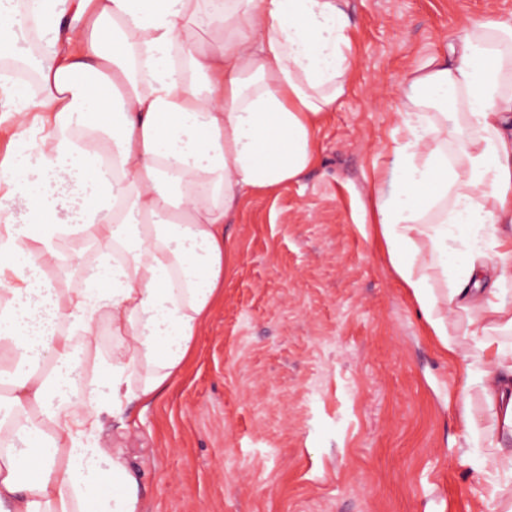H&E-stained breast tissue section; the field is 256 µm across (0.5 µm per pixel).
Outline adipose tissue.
<instances>
[{
  "label": "adipose tissue",
  "instance_id": "1",
  "mask_svg": "<svg viewBox=\"0 0 512 512\" xmlns=\"http://www.w3.org/2000/svg\"><path fill=\"white\" fill-rule=\"evenodd\" d=\"M0 0V43L48 37L38 91L0 82L20 159L0 164V512H144L103 414L151 405L219 300L243 201L320 162L355 61L338 0ZM389 170L362 202L427 335L479 376L492 410L471 443L512 485V18L465 25L403 78ZM97 247L78 285L64 237ZM107 369L72 396L100 321Z\"/></svg>",
  "mask_w": 512,
  "mask_h": 512
}]
</instances>
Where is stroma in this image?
Instances as JSON below:
<instances>
[{
  "mask_svg": "<svg viewBox=\"0 0 512 512\" xmlns=\"http://www.w3.org/2000/svg\"><path fill=\"white\" fill-rule=\"evenodd\" d=\"M341 6L358 70L319 165L234 219L224 298L171 389L104 419L147 512H494L487 451L455 419L466 390L487 425L479 381L427 340L359 221L404 73L512 0Z\"/></svg>",
  "mask_w": 512,
  "mask_h": 512,
  "instance_id": "obj_1",
  "label": "stroma"
}]
</instances>
